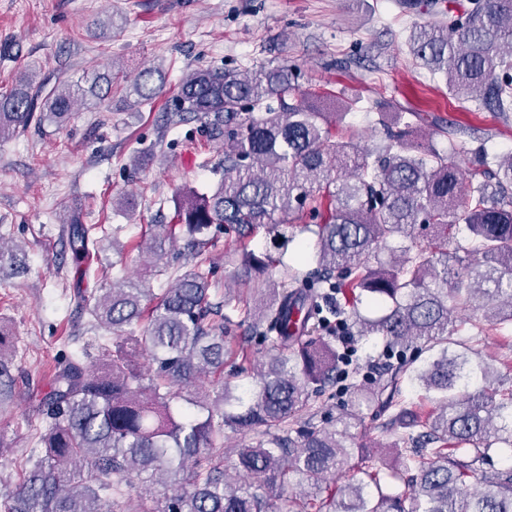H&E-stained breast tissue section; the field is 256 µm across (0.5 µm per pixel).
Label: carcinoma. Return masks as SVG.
Segmentation results:
<instances>
[{"label":"carcinoma","mask_w":512,"mask_h":512,"mask_svg":"<svg viewBox=\"0 0 512 512\" xmlns=\"http://www.w3.org/2000/svg\"><path fill=\"white\" fill-rule=\"evenodd\" d=\"M423 6L440 19L412 27V59L441 76L454 99L511 118L512 0L448 10L439 0L401 3L406 12ZM295 70L199 67L182 81L166 124L198 120L224 147L216 188L177 200L192 266L154 294L149 279L176 246L161 225L140 241L153 261L139 280L114 278L83 299L92 326L112 330L103 360L74 353L56 373L40 401L44 455L3 512H110L109 501L142 487L154 494L138 512H512V460H494L496 449H512V389L495 386L471 348L455 349L452 319L456 309L475 311L462 324L479 335L512 326V151L481 145L462 168L433 144L409 142L424 121L419 112L395 113L385 136L361 148L337 135L355 103L337 112L311 104ZM115 80L109 71L86 88L63 80L37 112L33 79L22 74L0 93V140L33 123L64 122L79 99L109 97ZM163 85L160 71L143 70L131 106ZM70 224L78 255L102 250L98 225L79 214ZM288 228L313 236V245L299 243V257L314 265L308 272L254 249L261 232L292 241ZM214 231L240 258L239 287L224 289L222 304L210 294ZM458 234L469 247L453 259L448 238ZM383 250L394 261H380ZM275 265L282 276L271 288L264 274ZM361 298L382 313L371 319L349 307ZM351 327L404 357L380 364L373 384L353 386L355 411L318 427L312 397L349 361L314 329ZM267 342L272 348L238 383L224 382L228 361ZM5 345L0 336V396L14 384ZM208 377L221 384L216 395L181 404L182 389ZM404 381L436 408L404 422L390 444L389 477L403 490L386 493L374 456L355 447L350 429L372 407L395 409L390 423L399 420ZM226 430L255 438L235 449L232 481L219 454ZM336 475L346 480L321 496Z\"/></svg>","instance_id":"cac0c4a2"}]
</instances>
